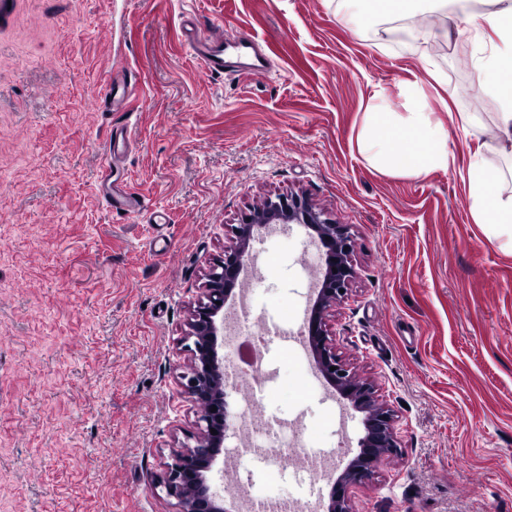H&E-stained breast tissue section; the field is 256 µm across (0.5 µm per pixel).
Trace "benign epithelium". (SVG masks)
Instances as JSON below:
<instances>
[{
  "instance_id": "benign-epithelium-1",
  "label": "benign epithelium",
  "mask_w": 512,
  "mask_h": 512,
  "mask_svg": "<svg viewBox=\"0 0 512 512\" xmlns=\"http://www.w3.org/2000/svg\"><path fill=\"white\" fill-rule=\"evenodd\" d=\"M269 224H303L326 251L320 288L316 295H307L309 316L301 335L320 377L363 414L364 435L358 440L357 453L334 480L327 512H352L350 488L368 481L384 457L400 450L394 411L374 382L356 376L336 354L329 332L330 311L347 296L356 276L350 225L331 221L303 196L270 197L243 223L231 226L233 244L209 267L205 288L186 322L183 340L189 365L181 376V387L198 406L200 416L195 445L173 451L172 463L158 480L165 495L175 500V512H231L210 484V474L224 455L226 440L236 436L237 416L229 410L228 378L224 375V309L250 265L258 230ZM212 428L217 434H211Z\"/></svg>"
}]
</instances>
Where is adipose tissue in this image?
I'll return each instance as SVG.
<instances>
[{
	"label": "adipose tissue",
	"instance_id": "1",
	"mask_svg": "<svg viewBox=\"0 0 512 512\" xmlns=\"http://www.w3.org/2000/svg\"><path fill=\"white\" fill-rule=\"evenodd\" d=\"M339 19L353 31H361L368 21L366 7L374 5L382 14L401 16L419 12H447L455 8L466 31L478 47L475 57L476 87L495 96L500 104L497 115L496 150L512 143V0H493L495 8L477 12L469 0H340ZM493 32L491 49H483L486 32ZM409 96L419 106L401 120L386 112L381 102L384 89L374 93L375 105L366 112L365 125L357 137L359 152L378 171L407 177H420L438 167H449L455 155L448 146L449 133L443 124L432 122L421 89L411 84ZM481 153H474L467 169L468 196L475 223L490 225L492 232L512 242V195L493 196L488 185L497 179Z\"/></svg>",
	"mask_w": 512,
	"mask_h": 512
}]
</instances>
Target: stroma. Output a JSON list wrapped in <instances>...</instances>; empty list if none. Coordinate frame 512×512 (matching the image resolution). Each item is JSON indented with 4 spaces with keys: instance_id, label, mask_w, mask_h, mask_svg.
Segmentation results:
<instances>
[{
    "instance_id": "1",
    "label": "stroma",
    "mask_w": 512,
    "mask_h": 512,
    "mask_svg": "<svg viewBox=\"0 0 512 512\" xmlns=\"http://www.w3.org/2000/svg\"><path fill=\"white\" fill-rule=\"evenodd\" d=\"M197 11L266 57L205 75L183 43ZM400 19L354 34L336 0H0V512H175L155 488L199 410L182 392L188 309L230 228L267 198L306 197L350 225L356 277L329 317L337 354L397 415L401 453L353 487L355 512H512V248L475 223L467 168L497 134L467 35L416 47ZM125 96L98 99L110 79ZM418 82L451 129L455 165L414 178L356 147L376 89L404 118ZM130 144L112 170L113 134ZM141 201L112 208L104 172ZM272 255L252 296L268 328L303 313L301 224L255 243ZM266 417L301 418L303 453L361 416L311 388L306 359L269 344ZM331 486L261 467L259 497L328 502Z\"/></svg>"
}]
</instances>
